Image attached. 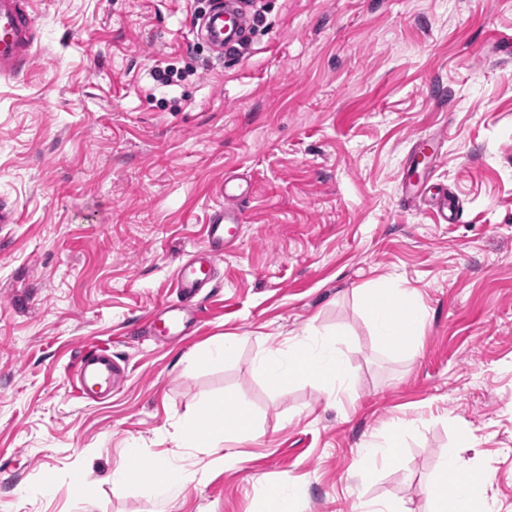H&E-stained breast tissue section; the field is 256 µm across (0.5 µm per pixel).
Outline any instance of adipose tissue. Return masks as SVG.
Masks as SVG:
<instances>
[{"mask_svg":"<svg viewBox=\"0 0 512 512\" xmlns=\"http://www.w3.org/2000/svg\"><path fill=\"white\" fill-rule=\"evenodd\" d=\"M367 314L375 325L380 342L389 348H412L423 336L424 314L411 290L390 289L373 294ZM259 365L271 382L282 387L304 377L322 387L336 390L341 388L344 379V366L336 355L334 342L310 331L264 349L259 357ZM225 405V420H217L212 410H204L201 417L183 423L182 437L185 449L217 451L220 454L219 464L230 469L236 466L237 457L234 453L223 452L224 443L235 436L253 435L254 427L244 400L230 397ZM152 463L155 473L148 483V489L154 499L163 503L183 494L198 476L197 471L178 465L170 457H156ZM452 473L468 478L456 501L457 512H479L477 492L483 483L491 481L492 471L488 468L473 471L456 453L443 458L429 492L437 504V512H448L449 501L444 487Z\"/></svg>","mask_w":512,"mask_h":512,"instance_id":"1","label":"adipose tissue"}]
</instances>
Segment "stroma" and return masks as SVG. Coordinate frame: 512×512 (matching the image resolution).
Returning a JSON list of instances; mask_svg holds the SVG:
<instances>
[{
    "label": "stroma",
    "instance_id": "35a3bbf8",
    "mask_svg": "<svg viewBox=\"0 0 512 512\" xmlns=\"http://www.w3.org/2000/svg\"><path fill=\"white\" fill-rule=\"evenodd\" d=\"M30 68L0 78V512H154L111 475L138 442L176 454V425L241 396L257 430L238 465L204 466L165 512H255L262 485L299 512L392 500L433 512L451 451L494 472L484 512H512V0H253L238 56L188 32L208 0H34ZM252 195L235 250L186 342L132 335L177 299L225 175ZM439 184L458 223L402 198ZM415 291L423 337L379 345L369 294ZM315 327L346 364L340 392L285 387L262 350ZM234 359L210 361L226 336ZM108 342L126 375L106 399L69 384ZM468 428L471 446L458 447ZM400 429L399 465L361 450ZM54 476L46 490V476Z\"/></svg>",
    "mask_w": 512,
    "mask_h": 512
}]
</instances>
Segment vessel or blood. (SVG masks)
Segmentation results:
<instances>
[{"mask_svg": "<svg viewBox=\"0 0 512 512\" xmlns=\"http://www.w3.org/2000/svg\"><path fill=\"white\" fill-rule=\"evenodd\" d=\"M252 23L242 0H210V9L197 17L191 32L203 37L220 55L237 51L247 40ZM36 26L30 0H0V77L25 72L33 60ZM218 194L220 201L210 213L204 243L193 254L179 259L174 285L181 299L156 307L144 323L151 335L181 339L193 335L199 320L197 305L205 289L213 287L225 256L239 240L247 222L249 182L225 176ZM116 364L108 347H93L81 357L73 375L76 398L87 401L98 393H111Z\"/></svg>", "mask_w": 512, "mask_h": 512, "instance_id": "vessel-or-blood-1", "label": "vessel or blood"}]
</instances>
